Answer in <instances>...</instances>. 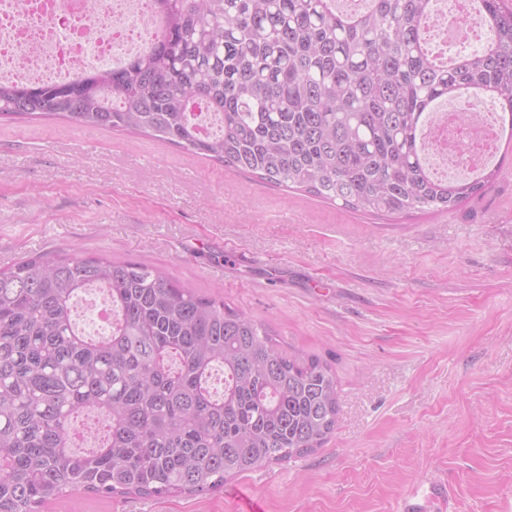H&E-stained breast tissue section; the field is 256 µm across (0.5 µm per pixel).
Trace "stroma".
Wrapping results in <instances>:
<instances>
[{"label":"stroma","instance_id":"35a3bbf8","mask_svg":"<svg viewBox=\"0 0 512 512\" xmlns=\"http://www.w3.org/2000/svg\"><path fill=\"white\" fill-rule=\"evenodd\" d=\"M444 212L366 214L136 134L0 122V268L77 250L166 271L326 360L324 446L164 499L76 494L45 512H512V145Z\"/></svg>","mask_w":512,"mask_h":512}]
</instances>
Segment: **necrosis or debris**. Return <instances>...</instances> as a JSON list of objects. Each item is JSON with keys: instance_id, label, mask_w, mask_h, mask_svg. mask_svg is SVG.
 I'll use <instances>...</instances> for the list:
<instances>
[{"instance_id": "1", "label": "necrosis or debris", "mask_w": 512, "mask_h": 512, "mask_svg": "<svg viewBox=\"0 0 512 512\" xmlns=\"http://www.w3.org/2000/svg\"><path fill=\"white\" fill-rule=\"evenodd\" d=\"M469 0H444L432 22L446 42L460 45L469 33H486L473 22ZM159 28L153 0H0V81L37 84L72 79L91 66L110 68L142 52ZM437 113L426 133L434 167L469 170L488 164L494 147L485 117L490 104Z\"/></svg>"}]
</instances>
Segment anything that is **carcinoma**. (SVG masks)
<instances>
[{"label":"carcinoma","mask_w":512,"mask_h":512,"mask_svg":"<svg viewBox=\"0 0 512 512\" xmlns=\"http://www.w3.org/2000/svg\"><path fill=\"white\" fill-rule=\"evenodd\" d=\"M150 45L65 83L0 82V119L63 118L146 135L259 181L364 213L448 211L499 169L439 177L419 124L482 93L512 123V7L482 0L491 38L436 64L418 26L433 0H154ZM222 115L204 134L194 106ZM99 285L109 335L73 301ZM224 371V394L209 380ZM336 375L269 324L146 264L72 252L0 270V512L75 491L165 498L307 455L336 430Z\"/></svg>","instance_id":"carcinoma-1"}]
</instances>
